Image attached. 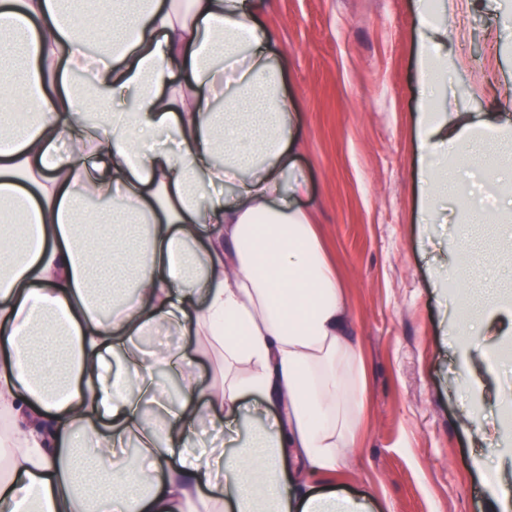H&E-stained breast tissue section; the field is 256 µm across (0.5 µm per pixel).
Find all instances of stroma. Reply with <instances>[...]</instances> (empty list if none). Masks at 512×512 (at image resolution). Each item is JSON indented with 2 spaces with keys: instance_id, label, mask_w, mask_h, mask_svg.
<instances>
[{
  "instance_id": "stroma-1",
  "label": "stroma",
  "mask_w": 512,
  "mask_h": 512,
  "mask_svg": "<svg viewBox=\"0 0 512 512\" xmlns=\"http://www.w3.org/2000/svg\"><path fill=\"white\" fill-rule=\"evenodd\" d=\"M258 2L296 114V164L310 186L300 205L337 267L366 366L364 432L320 489L374 498L385 512H491L490 486L512 488V457L494 450L512 363L493 360L485 341L471 359L472 389L452 386L463 361L452 327L464 295L432 281L466 239H488L474 262L494 285H512V255L493 244L490 225L464 227L451 213L416 221L417 0ZM455 23L468 39L463 65L448 70L452 111L512 112V99L481 91L492 75L512 81V45L495 46L494 13Z\"/></svg>"
}]
</instances>
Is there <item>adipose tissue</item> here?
<instances>
[{
    "label": "adipose tissue",
    "instance_id": "ef3b65f1",
    "mask_svg": "<svg viewBox=\"0 0 512 512\" xmlns=\"http://www.w3.org/2000/svg\"><path fill=\"white\" fill-rule=\"evenodd\" d=\"M484 0H427L414 46L428 103L414 116L427 223L447 199L482 217L465 190L484 176L512 245V114L452 116L440 91L452 19ZM248 0H0V207L37 244L0 236V512H378L314 490L343 464L363 423L365 366L347 334L336 266L294 156L284 67ZM92 71L89 89L74 75ZM111 207L95 222L89 199ZM453 281L477 288L457 321L462 349L512 335V290L481 285L465 253ZM165 325L220 370L203 399L154 380L188 361L144 354ZM262 424L240 435L247 412ZM227 448L191 456L203 421ZM140 438L142 466L121 452ZM292 459L285 474L284 459Z\"/></svg>",
    "mask_w": 512,
    "mask_h": 512
}]
</instances>
